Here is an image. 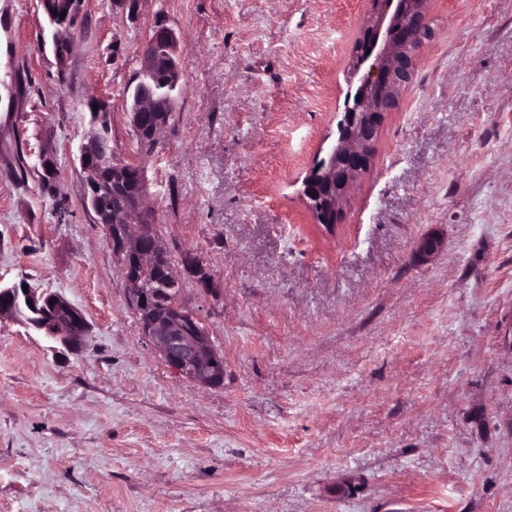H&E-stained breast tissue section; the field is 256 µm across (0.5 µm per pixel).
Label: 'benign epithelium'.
Wrapping results in <instances>:
<instances>
[{"label": "benign epithelium", "mask_w": 512, "mask_h": 512, "mask_svg": "<svg viewBox=\"0 0 512 512\" xmlns=\"http://www.w3.org/2000/svg\"><path fill=\"white\" fill-rule=\"evenodd\" d=\"M40 3L45 16L56 27L67 29L78 24L79 0H40ZM427 8L428 0H412L405 6L402 0H377L359 27L357 39L370 45V53L360 52L354 58L361 98L348 97L337 125L330 163L322 166L331 182L323 199L334 215L332 222L323 225L328 233L335 232L342 222L345 202L357 180L369 168L385 118L398 108L401 93L412 79L417 57L408 54L405 47L415 40L424 45L434 37ZM177 43L174 29L155 26L139 53L136 83L126 100L132 129L154 145L159 134L170 125L178 100L176 94L160 93L164 85L181 86ZM78 161L89 187L103 185L105 173L112 176V185L123 184L129 170H136L134 184L125 192L123 201L112 211L94 217L95 223L103 225L107 240L121 261L128 301L141 335L182 378L204 388L224 386V354L215 345L202 317L183 302L168 310H152L146 304L142 279L132 270L134 265L145 270L160 254L170 251L169 244L156 231L153 210L146 206L149 181L145 168L138 164L131 167L128 161L118 158L112 145L97 130L82 139ZM322 188V182L305 178L300 195L308 203L322 195ZM441 247L440 238L427 236L418 244L417 253L429 258ZM20 296L32 301L30 308L48 311L47 322L40 330L49 338L68 348L79 345L81 337L76 335L75 328L83 323L84 316L57 293L0 287V317L17 316L12 301Z\"/></svg>", "instance_id": "obj_1"}]
</instances>
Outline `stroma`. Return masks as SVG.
I'll return each mask as SVG.
<instances>
[{
	"label": "stroma",
	"instance_id": "stroma-1",
	"mask_svg": "<svg viewBox=\"0 0 512 512\" xmlns=\"http://www.w3.org/2000/svg\"><path fill=\"white\" fill-rule=\"evenodd\" d=\"M369 9L83 0L55 31L39 0H0V283L88 325L71 352L0 318V512H512V0H430L436 36L331 239L298 189ZM158 24L182 93L143 160L148 204L214 282L183 298L224 352L220 388L141 335L76 161L95 98L131 158L126 90Z\"/></svg>",
	"mask_w": 512,
	"mask_h": 512
}]
</instances>
